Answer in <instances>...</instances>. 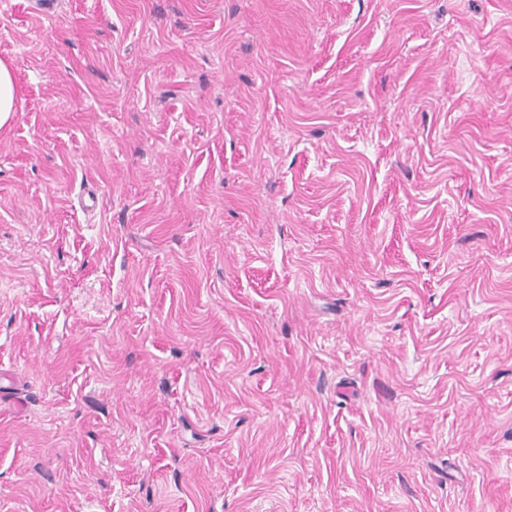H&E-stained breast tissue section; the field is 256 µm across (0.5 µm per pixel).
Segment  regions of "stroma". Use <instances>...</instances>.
I'll list each match as a JSON object with an SVG mask.
<instances>
[{
  "label": "stroma",
  "instance_id": "obj_1",
  "mask_svg": "<svg viewBox=\"0 0 512 512\" xmlns=\"http://www.w3.org/2000/svg\"><path fill=\"white\" fill-rule=\"evenodd\" d=\"M0 512H512V0H0ZM16 84L11 68L0 61V127L14 117Z\"/></svg>",
  "mask_w": 512,
  "mask_h": 512
}]
</instances>
